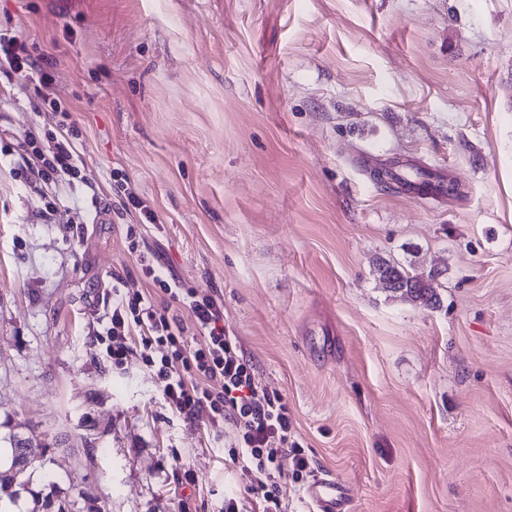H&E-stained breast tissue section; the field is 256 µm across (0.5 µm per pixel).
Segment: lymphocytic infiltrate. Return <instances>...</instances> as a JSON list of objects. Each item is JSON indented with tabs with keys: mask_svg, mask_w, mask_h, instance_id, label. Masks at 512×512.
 <instances>
[{
	"mask_svg": "<svg viewBox=\"0 0 512 512\" xmlns=\"http://www.w3.org/2000/svg\"><path fill=\"white\" fill-rule=\"evenodd\" d=\"M0 77L7 82L34 88L36 111H64L55 95V75L46 68L44 56L32 55L12 28L0 26ZM39 133H30L27 147L17 161L54 184H73L81 178L83 162L72 130H60L49 149H41ZM135 228H128L130 250L138 251L142 273L171 302L185 309L198 338L185 334L181 319L161 312L151 297L126 291L121 278L112 281V296L105 301L91 341L113 367L137 358L154 371L162 397L170 410L183 417L199 409L211 414L212 431L232 428L238 445L229 449L231 461L254 474L252 491L259 512H288V485L282 480L280 461L294 453L298 472L309 462L302 446L292 438L288 407L279 394L259 385L253 366L236 337L224 327V303L216 294L182 287L174 276L163 275L151 251H139Z\"/></svg>",
	"mask_w": 512,
	"mask_h": 512,
	"instance_id": "obj_1",
	"label": "lymphocytic infiltrate"
}]
</instances>
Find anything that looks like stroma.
<instances>
[{"mask_svg": "<svg viewBox=\"0 0 512 512\" xmlns=\"http://www.w3.org/2000/svg\"><path fill=\"white\" fill-rule=\"evenodd\" d=\"M6 21L53 61L98 204L14 165L55 123L0 83V435L50 445L0 499L39 512L51 478L76 512L248 497L233 430L89 338L116 274L178 312L129 250L119 171L158 216L141 245L223 298L288 406L309 461L288 512L325 474L352 512H512V0H0ZM394 161L460 196L376 182ZM382 259L437 272L441 308L383 288Z\"/></svg>", "mask_w": 512, "mask_h": 512, "instance_id": "1", "label": "stroma"}]
</instances>
